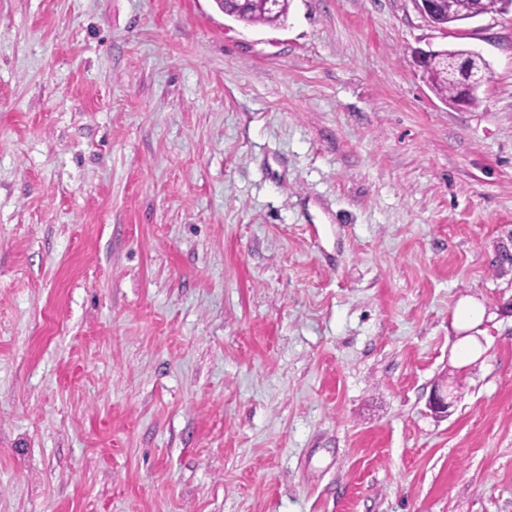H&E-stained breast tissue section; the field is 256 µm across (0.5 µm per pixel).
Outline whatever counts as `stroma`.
<instances>
[{
	"label": "stroma",
	"instance_id": "35a3bbf8",
	"mask_svg": "<svg viewBox=\"0 0 512 512\" xmlns=\"http://www.w3.org/2000/svg\"><path fill=\"white\" fill-rule=\"evenodd\" d=\"M0 512H512V13L0 0ZM217 7L224 12V15L235 21L250 26L280 27L284 25L288 14V0H248L244 4L240 1L216 0ZM462 49L457 50H431L432 54L423 63L422 69L426 75L427 82L433 92L441 99L454 102L461 95L458 103H466L469 95L475 96L478 88L486 80V69L468 71L465 69L461 77L463 82L458 79L459 72L451 58L458 55Z\"/></svg>",
	"mask_w": 512,
	"mask_h": 512
}]
</instances>
